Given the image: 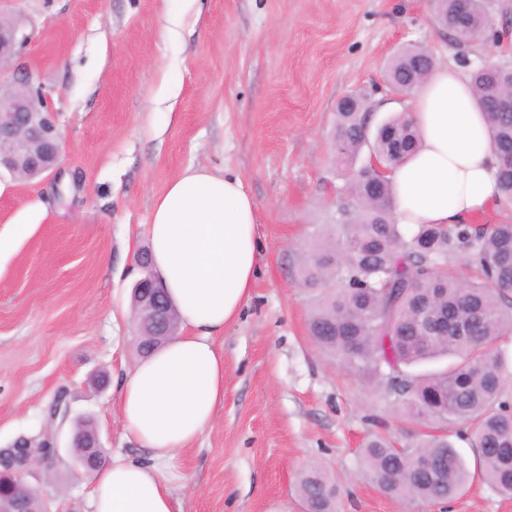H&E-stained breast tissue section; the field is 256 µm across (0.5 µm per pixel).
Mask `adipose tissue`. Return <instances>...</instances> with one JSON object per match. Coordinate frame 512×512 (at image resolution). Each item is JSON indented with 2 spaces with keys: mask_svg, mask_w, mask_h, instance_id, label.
I'll return each instance as SVG.
<instances>
[{
  "mask_svg": "<svg viewBox=\"0 0 512 512\" xmlns=\"http://www.w3.org/2000/svg\"><path fill=\"white\" fill-rule=\"evenodd\" d=\"M409 105L420 147L388 174L397 223H474L495 204L497 157L469 76L435 67ZM148 237L153 272L180 330L118 386L124 430L148 454H116L92 473L91 512H183L164 466L192 447L224 405L217 340L246 307L258 270L256 205L236 176L184 170L156 200Z\"/></svg>",
  "mask_w": 512,
  "mask_h": 512,
  "instance_id": "ef3b65f1",
  "label": "adipose tissue"
}]
</instances>
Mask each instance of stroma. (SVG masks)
<instances>
[{
  "instance_id": "stroma-1",
  "label": "stroma",
  "mask_w": 512,
  "mask_h": 512,
  "mask_svg": "<svg viewBox=\"0 0 512 512\" xmlns=\"http://www.w3.org/2000/svg\"><path fill=\"white\" fill-rule=\"evenodd\" d=\"M31 36L24 60L52 94L62 152L32 180L0 174V448L37 438L64 396L109 453L127 438L117 383L140 358L133 269L155 200L185 169L240 177L262 243L252 297L225 326L224 406L174 462L183 512H303L306 466L340 481L337 512H512L483 482L450 501H396L360 466L376 437L421 426L308 333L317 292L302 267L347 202L332 162L336 102L362 93L375 122L406 111L384 83L403 45L437 64L512 62V50L449 46L431 0H0ZM36 484L54 512H88L62 448Z\"/></svg>"
}]
</instances>
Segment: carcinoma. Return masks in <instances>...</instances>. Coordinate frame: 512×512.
I'll list each match as a JSON object with an SVG mask.
<instances>
[{
    "instance_id": "obj_1",
    "label": "carcinoma",
    "mask_w": 512,
    "mask_h": 512,
    "mask_svg": "<svg viewBox=\"0 0 512 512\" xmlns=\"http://www.w3.org/2000/svg\"><path fill=\"white\" fill-rule=\"evenodd\" d=\"M436 23L448 43L463 50L495 20L489 0H435ZM435 66L423 47L408 45L390 59L386 82L406 92ZM477 103L485 113L500 167L496 224H419L412 232L394 222L391 183L371 164L356 166L369 147L385 168L397 167L419 147L406 114L371 130L368 102L336 113L334 162L348 179L354 207L341 208L339 223L303 269L305 283L319 290L308 325L314 342L351 371L384 386L382 396L404 414L431 423L465 422L476 453L470 471L443 433L427 432L407 448L374 439L362 449L371 481L393 499H450L474 477L512 498V369L497 348L512 334V109L491 102L508 88L486 66L472 72ZM460 251L469 272L448 264ZM425 315L448 321V335L422 337ZM447 365L433 373L411 368L433 360ZM298 493L308 512H336L338 489L319 468L303 471Z\"/></svg>"
}]
</instances>
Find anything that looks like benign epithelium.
<instances>
[{
  "instance_id": "7a95c632",
  "label": "benign epithelium",
  "mask_w": 512,
  "mask_h": 512,
  "mask_svg": "<svg viewBox=\"0 0 512 512\" xmlns=\"http://www.w3.org/2000/svg\"><path fill=\"white\" fill-rule=\"evenodd\" d=\"M28 41L29 35L17 23L0 20V68L19 59ZM15 71L12 81L0 80V170L36 177L58 163L61 142L57 113L52 109L50 94L32 83L27 68L18 66ZM136 265L137 328L147 336L173 335V308L154 278L148 257L139 255ZM69 421L70 409L66 407L61 423L43 440L18 443L9 459L0 460V512H19L27 496V477L39 467L55 464L59 457L58 434ZM70 447H101L98 430L72 426Z\"/></svg>"
}]
</instances>
